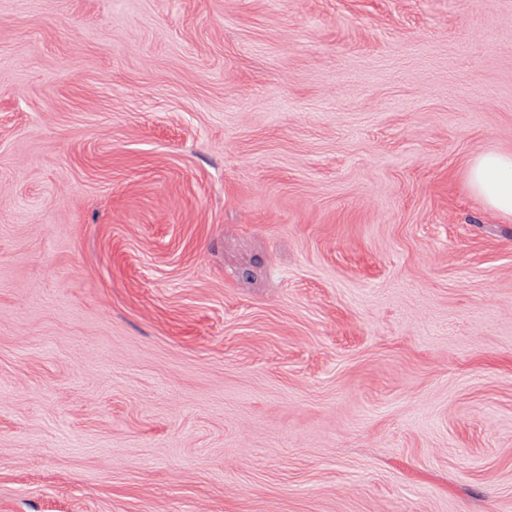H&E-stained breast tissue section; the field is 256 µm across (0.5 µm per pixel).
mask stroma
Returning <instances> with one entry per match:
<instances>
[{"label": "stroma", "mask_w": 512, "mask_h": 512, "mask_svg": "<svg viewBox=\"0 0 512 512\" xmlns=\"http://www.w3.org/2000/svg\"><path fill=\"white\" fill-rule=\"evenodd\" d=\"M512 0H0V512H512ZM469 184L491 208L512 216V154L477 156L469 167Z\"/></svg>", "instance_id": "stroma-1"}]
</instances>
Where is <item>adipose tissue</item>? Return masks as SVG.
Returning <instances> with one entry per match:
<instances>
[{"label": "adipose tissue", "mask_w": 512, "mask_h": 512, "mask_svg": "<svg viewBox=\"0 0 512 512\" xmlns=\"http://www.w3.org/2000/svg\"><path fill=\"white\" fill-rule=\"evenodd\" d=\"M469 184L491 208L512 216V154L477 156L469 167Z\"/></svg>", "instance_id": "obj_1"}]
</instances>
